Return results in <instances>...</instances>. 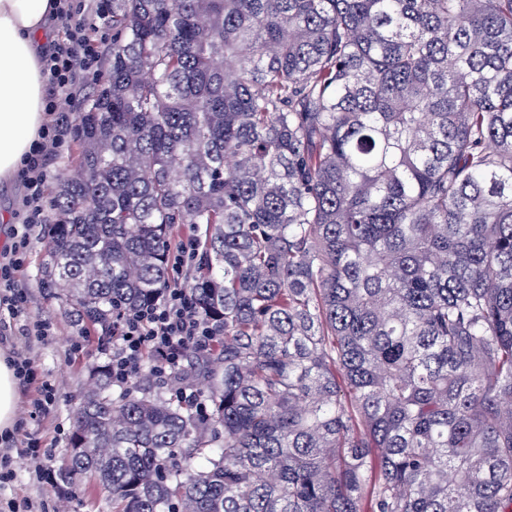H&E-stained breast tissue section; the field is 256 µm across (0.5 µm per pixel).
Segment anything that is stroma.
Masks as SVG:
<instances>
[{
  "mask_svg": "<svg viewBox=\"0 0 512 512\" xmlns=\"http://www.w3.org/2000/svg\"><path fill=\"white\" fill-rule=\"evenodd\" d=\"M45 237H33L25 272V283L35 296L32 309L34 318L51 322L56 333L47 342L37 345L39 376L54 383L58 390L59 404L52 418L43 421H27L24 433L44 434L56 440L53 452L63 458L72 430V407L92 386L93 364L105 362L106 357L97 351L102 340L100 329L78 320L68 307L41 286L42 263L45 259ZM88 344V353L77 356L73 348L77 343Z\"/></svg>",
  "mask_w": 512,
  "mask_h": 512,
  "instance_id": "1",
  "label": "stroma"
}]
</instances>
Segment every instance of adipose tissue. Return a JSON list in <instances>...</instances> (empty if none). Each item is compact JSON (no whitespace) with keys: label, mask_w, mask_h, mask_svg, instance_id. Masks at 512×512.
Wrapping results in <instances>:
<instances>
[{"label":"adipose tissue","mask_w":512,"mask_h":512,"mask_svg":"<svg viewBox=\"0 0 512 512\" xmlns=\"http://www.w3.org/2000/svg\"><path fill=\"white\" fill-rule=\"evenodd\" d=\"M53 0H0V181L16 179L44 122L38 45Z\"/></svg>","instance_id":"1"}]
</instances>
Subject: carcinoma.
Instances as JSON below:
<instances>
[{
	"label": "carcinoma",
	"instance_id": "obj_1",
	"mask_svg": "<svg viewBox=\"0 0 512 512\" xmlns=\"http://www.w3.org/2000/svg\"><path fill=\"white\" fill-rule=\"evenodd\" d=\"M43 288L112 334L170 282L209 418L110 366L60 470L113 512H512V0H112ZM199 247L194 240L179 243L174 250L169 251L168 262L172 270L179 274L185 267L198 259Z\"/></svg>",
	"mask_w": 512,
	"mask_h": 512
}]
</instances>
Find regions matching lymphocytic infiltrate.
<instances>
[{
	"instance_id": "f902f5d3",
	"label": "lymphocytic infiltrate",
	"mask_w": 512,
	"mask_h": 512,
	"mask_svg": "<svg viewBox=\"0 0 512 512\" xmlns=\"http://www.w3.org/2000/svg\"><path fill=\"white\" fill-rule=\"evenodd\" d=\"M55 10L62 34L40 50L48 85L45 121L24 157L17 222L7 229L10 245L0 251V310L7 311L14 335L27 342H44L54 333L50 323L32 317L35 298L23 278L33 232L47 221L44 199L50 162L73 135L72 115L84 87L105 77L100 49L111 38L112 0H58ZM223 340V331L199 313L190 289L173 282L152 306L128 310L116 322L112 383H130L147 356L152 357L156 374H179L188 351H209ZM14 367L20 383L30 392L27 406L31 415L48 417L58 394L50 382L39 378L35 355L28 349L18 351Z\"/></svg>"
}]
</instances>
